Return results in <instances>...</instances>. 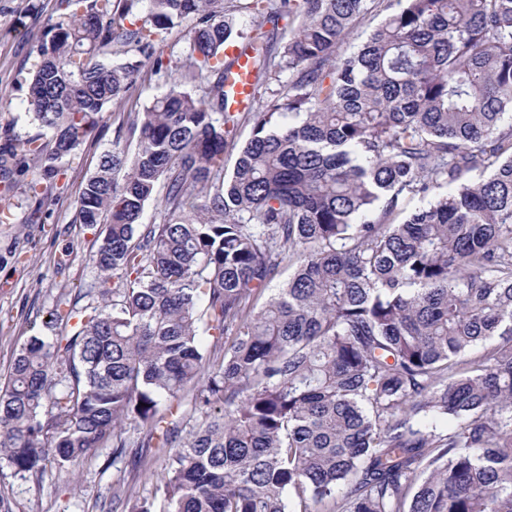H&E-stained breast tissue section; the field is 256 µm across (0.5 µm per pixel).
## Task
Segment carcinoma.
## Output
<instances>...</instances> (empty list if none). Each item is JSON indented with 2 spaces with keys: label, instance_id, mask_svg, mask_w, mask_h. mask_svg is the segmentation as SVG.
Wrapping results in <instances>:
<instances>
[{
  "label": "carcinoma",
  "instance_id": "1",
  "mask_svg": "<svg viewBox=\"0 0 512 512\" xmlns=\"http://www.w3.org/2000/svg\"><path fill=\"white\" fill-rule=\"evenodd\" d=\"M57 10L27 80L49 143L0 145V169L38 162L33 194L145 63L176 78L84 184L74 223L107 220L96 300L19 350L0 457L40 475L155 449L152 495L120 476L103 512H512V0ZM244 14L258 24L238 33ZM268 23L289 33L277 51ZM183 25V59L163 62L161 35ZM233 43L252 53L245 112L224 108ZM160 184L161 222L143 224Z\"/></svg>",
  "mask_w": 512,
  "mask_h": 512
}]
</instances>
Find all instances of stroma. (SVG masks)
I'll list each match as a JSON object with an SVG mask.
<instances>
[{"mask_svg":"<svg viewBox=\"0 0 512 512\" xmlns=\"http://www.w3.org/2000/svg\"><path fill=\"white\" fill-rule=\"evenodd\" d=\"M55 9L56 0H0V136L39 131L27 114L24 79L57 17ZM172 82L143 68L125 108L111 105L102 112L94 138L81 145L63 174L43 184L39 197L28 191L36 164L0 180V206L10 211L9 221L0 224V385L21 346L43 332L50 312L69 309L79 290L95 283L90 257L101 239L75 223L76 200L111 147L125 109H142ZM133 464L128 457L113 467L111 449L99 448L78 469L50 466L35 479L16 474L0 459V496L12 512H101L119 471H131Z\"/></svg>","mask_w":512,"mask_h":512,"instance_id":"1","label":"stroma"}]
</instances>
